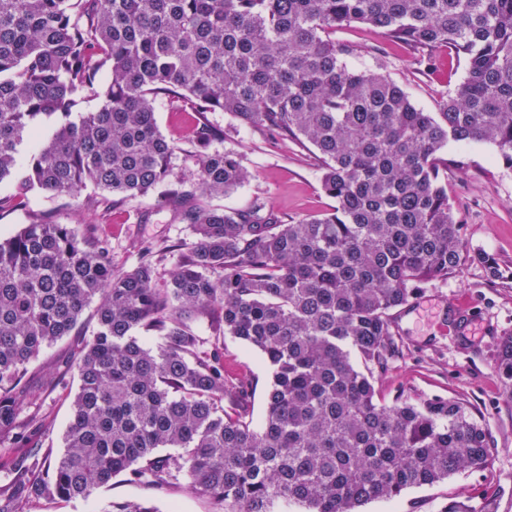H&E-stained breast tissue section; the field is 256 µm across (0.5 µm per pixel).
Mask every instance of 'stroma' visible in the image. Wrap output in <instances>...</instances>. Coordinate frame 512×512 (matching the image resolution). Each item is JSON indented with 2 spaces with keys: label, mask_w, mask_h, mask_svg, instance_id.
Wrapping results in <instances>:
<instances>
[{
  "label": "stroma",
  "mask_w": 512,
  "mask_h": 512,
  "mask_svg": "<svg viewBox=\"0 0 512 512\" xmlns=\"http://www.w3.org/2000/svg\"><path fill=\"white\" fill-rule=\"evenodd\" d=\"M335 38L354 46V55L347 59L349 66L386 75L416 106L428 112H438L441 101L455 91L465 74L463 59L445 47L433 51L429 66L416 68L410 50L363 24L337 30ZM156 118L160 131L178 146L176 172L190 177L195 165L187 131L193 113L180 111L163 99L156 106ZM208 118L224 132L215 149L240 155L249 178L231 193L207 196L206 204L242 210L260 199L269 210L291 220L335 207V199L321 186L311 147L273 140L259 130L239 126L224 112L209 113ZM445 155L455 161L444 180L448 197L464 222L469 245L511 265L512 169L489 145L463 152L451 145ZM101 197V192L90 187L78 198L32 194L26 204L0 217V234H15L36 216L70 225L82 236L102 233L112 242L114 267L124 269L134 266L140 248L151 243L166 251L156 270L158 284H165L181 257L196 243L190 227L173 222L155 196L137 198L110 211L98 207ZM139 212L147 214L146 222L136 223L134 216ZM394 317L403 353L387 371L375 372L373 381L380 395L389 399L401 389L414 403L434 396L462 400L482 418L497 452L490 471L460 473L394 499L370 503L363 512H440L448 499L478 495L497 481L507 487L499 500V512H512V406L501 399L495 371L497 343L512 331V287L490 283L483 267L474 263L460 277L428 285L420 298L395 312ZM94 326L95 309L90 306L77 335L46 347L30 362L27 379L32 401L21 415H46L52 426L35 434L27 448L0 447L1 486L11 483L16 465L27 451L55 457L63 453V436L79 386L77 372L69 363L76 360ZM224 362L229 372L249 378L250 413L254 425H261L271 382L269 365L258 351L230 337L224 340ZM116 500H148L159 512L215 510L209 499L191 493L185 484L159 491L118 477L88 499L60 502L48 498L37 503L34 512H98L103 504Z\"/></svg>",
  "instance_id": "stroma-1"
}]
</instances>
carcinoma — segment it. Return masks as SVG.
<instances>
[{
  "label": "carcinoma",
  "instance_id": "cac0c4a2",
  "mask_svg": "<svg viewBox=\"0 0 512 512\" xmlns=\"http://www.w3.org/2000/svg\"><path fill=\"white\" fill-rule=\"evenodd\" d=\"M354 23L419 65L441 46L463 56L441 120L387 77L348 67L354 51L333 35ZM81 91L88 112L73 111ZM160 98L198 116L191 187L173 175ZM208 112L312 146L335 209L286 223L259 199L205 205L246 178L237 154L212 148L221 133ZM450 142L491 144L512 169V0H0V182L12 178L0 216L34 192L92 186L116 204L155 193L196 236L163 288L151 244L117 270L108 239L67 224L38 219L0 239V445H27L17 418L29 363L97 303L66 451L20 464L25 498L0 489V512L85 499L117 476L157 490L184 476L215 512H361L489 469L494 441L468 404L400 391L387 403L352 361L387 370L400 354L392 311L466 264L512 282V266L465 242L442 180L462 165L444 157ZM199 321L211 335L194 332ZM226 336L271 368L257 428L249 379L224 369ZM495 369L511 406L512 333ZM503 493L442 512H498ZM102 512L158 510L114 501Z\"/></svg>",
  "mask_w": 512,
  "mask_h": 512
}]
</instances>
